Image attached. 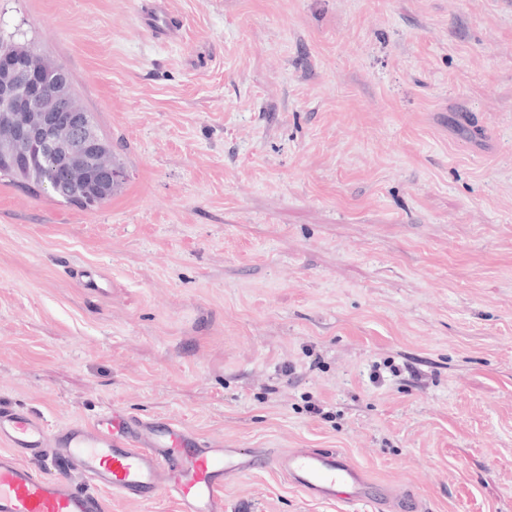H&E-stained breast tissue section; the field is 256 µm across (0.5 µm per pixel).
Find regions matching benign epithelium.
I'll return each mask as SVG.
<instances>
[{
    "label": "benign epithelium",
    "mask_w": 512,
    "mask_h": 512,
    "mask_svg": "<svg viewBox=\"0 0 512 512\" xmlns=\"http://www.w3.org/2000/svg\"><path fill=\"white\" fill-rule=\"evenodd\" d=\"M0 72L5 74L0 78V168H17L33 154L53 156L72 174V184L53 185V193L76 196L85 206L107 199L125 173L99 163L104 140L87 113L59 105L37 110L46 89L68 85L66 70L34 71L21 55L3 45Z\"/></svg>",
    "instance_id": "7a95c632"
}]
</instances>
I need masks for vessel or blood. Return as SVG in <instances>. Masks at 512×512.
<instances>
[{
  "label": "vessel or blood",
  "instance_id": "1",
  "mask_svg": "<svg viewBox=\"0 0 512 512\" xmlns=\"http://www.w3.org/2000/svg\"><path fill=\"white\" fill-rule=\"evenodd\" d=\"M29 455L50 458L56 474L24 464ZM269 464L312 499L367 497L363 471L338 451L293 448L275 455L266 448L203 444L184 426L120 410L51 429L29 411L0 406V512H101V489L143 500L165 491L183 512H224L225 481ZM73 468L84 474V485L70 482Z\"/></svg>",
  "mask_w": 512,
  "mask_h": 512
}]
</instances>
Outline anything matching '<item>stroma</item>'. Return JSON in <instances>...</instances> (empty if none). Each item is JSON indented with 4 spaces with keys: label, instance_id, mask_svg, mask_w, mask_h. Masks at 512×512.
Masks as SVG:
<instances>
[{
    "label": "stroma",
    "instance_id": "35a3bbf8",
    "mask_svg": "<svg viewBox=\"0 0 512 512\" xmlns=\"http://www.w3.org/2000/svg\"><path fill=\"white\" fill-rule=\"evenodd\" d=\"M153 2L0 0L126 171L91 208L0 176V404L339 450L424 512H512V0H164L169 42ZM223 496L380 512L271 465Z\"/></svg>",
    "mask_w": 512,
    "mask_h": 512
}]
</instances>
